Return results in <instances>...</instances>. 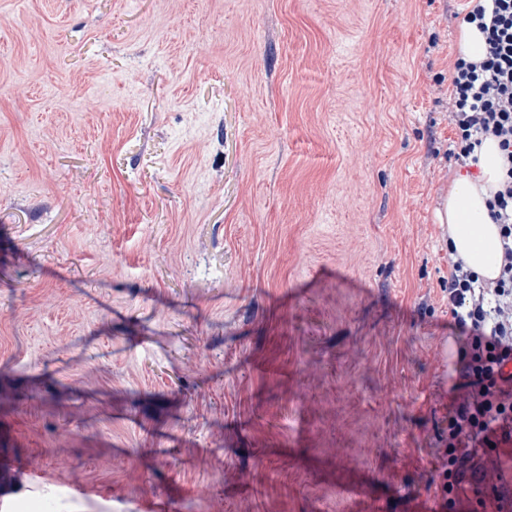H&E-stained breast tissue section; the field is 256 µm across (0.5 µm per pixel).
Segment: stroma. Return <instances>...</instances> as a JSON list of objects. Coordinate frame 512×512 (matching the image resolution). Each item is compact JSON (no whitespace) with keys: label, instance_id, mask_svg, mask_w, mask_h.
<instances>
[{"label":"stroma","instance_id":"35a3bbf8","mask_svg":"<svg viewBox=\"0 0 512 512\" xmlns=\"http://www.w3.org/2000/svg\"><path fill=\"white\" fill-rule=\"evenodd\" d=\"M468 5L0 0V512H443Z\"/></svg>","mask_w":512,"mask_h":512}]
</instances>
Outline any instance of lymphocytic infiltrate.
<instances>
[{"instance_id": "1", "label": "lymphocytic infiltrate", "mask_w": 512, "mask_h": 512, "mask_svg": "<svg viewBox=\"0 0 512 512\" xmlns=\"http://www.w3.org/2000/svg\"><path fill=\"white\" fill-rule=\"evenodd\" d=\"M465 23L485 36L482 59H457L449 121L453 155L463 165L477 162L483 138L494 137L505 158L503 182L490 215L500 228L503 265L498 278L482 280L463 261L450 264L448 308L464 339L457 351L455 399L448 410V467L441 490L457 496L460 467L493 438L512 440V0H472Z\"/></svg>"}]
</instances>
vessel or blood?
<instances>
[{"mask_svg": "<svg viewBox=\"0 0 512 512\" xmlns=\"http://www.w3.org/2000/svg\"><path fill=\"white\" fill-rule=\"evenodd\" d=\"M485 463L468 472L463 483L476 491L482 512H512V445L486 449Z\"/></svg>", "mask_w": 512, "mask_h": 512, "instance_id": "b4317fda", "label": "vessel or blood"}]
</instances>
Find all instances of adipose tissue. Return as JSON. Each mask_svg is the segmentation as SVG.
<instances>
[{"label":"adipose tissue","instance_id":"adipose-tissue-1","mask_svg":"<svg viewBox=\"0 0 512 512\" xmlns=\"http://www.w3.org/2000/svg\"><path fill=\"white\" fill-rule=\"evenodd\" d=\"M477 177L460 176L436 211L438 223L448 227V254L462 259L480 278L495 279L503 261L502 240L489 216V202L499 189L502 153L495 138L477 148Z\"/></svg>","mask_w":512,"mask_h":512}]
</instances>
